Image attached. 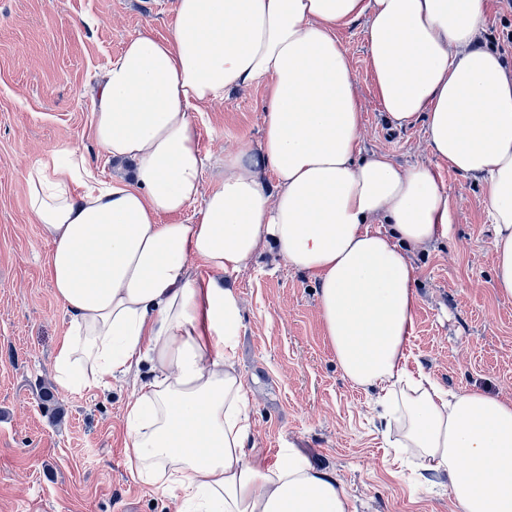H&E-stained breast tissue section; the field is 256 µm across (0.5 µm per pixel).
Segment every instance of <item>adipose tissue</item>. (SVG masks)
<instances>
[{
  "label": "adipose tissue",
  "mask_w": 512,
  "mask_h": 512,
  "mask_svg": "<svg viewBox=\"0 0 512 512\" xmlns=\"http://www.w3.org/2000/svg\"><path fill=\"white\" fill-rule=\"evenodd\" d=\"M486 2L176 0L169 38L140 34L109 61L92 132L112 160L134 162L131 180L100 181L62 148L28 170L26 185L71 318L53 359L59 384L149 371L126 406L133 477L194 512H349L335 476L293 449L269 466L254 457L236 356L242 303L224 278L265 242L316 280L345 378L379 393L420 476L447 478L456 512H512V400L448 393L407 363L417 303L408 252L447 234L448 195L428 166L362 155L363 116L336 34L367 18L386 119L423 120L435 159L487 177L496 288L510 298L512 79L477 44ZM259 84L258 144L206 162L194 112ZM209 164L217 175L206 186ZM190 206V223H163Z\"/></svg>",
  "instance_id": "ef3b65f1"
}]
</instances>
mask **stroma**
<instances>
[{"instance_id":"1","label":"stroma","mask_w":512,"mask_h":512,"mask_svg":"<svg viewBox=\"0 0 512 512\" xmlns=\"http://www.w3.org/2000/svg\"><path fill=\"white\" fill-rule=\"evenodd\" d=\"M175 0H0V512H178L172 494L131 477L125 406L133 376L79 393L61 387L53 357L70 328L47 265L52 249L28 205L25 175L67 147L101 178L131 175L90 134L95 84L137 35L171 34ZM341 26L363 122V154L426 164L448 195V235L411 250L417 305L410 369L452 392L512 400V298L494 282V232L483 176L436 162L423 122H387L365 38ZM512 8L488 0L485 32L512 78ZM266 89L232 92L195 114L202 155L217 158L262 135ZM242 302L239 368L251 390L254 448L264 463L285 447L345 488L351 512H454L440 479L422 482L398 459L377 394L355 387L324 335L318 289L269 245L232 276Z\"/></svg>"}]
</instances>
